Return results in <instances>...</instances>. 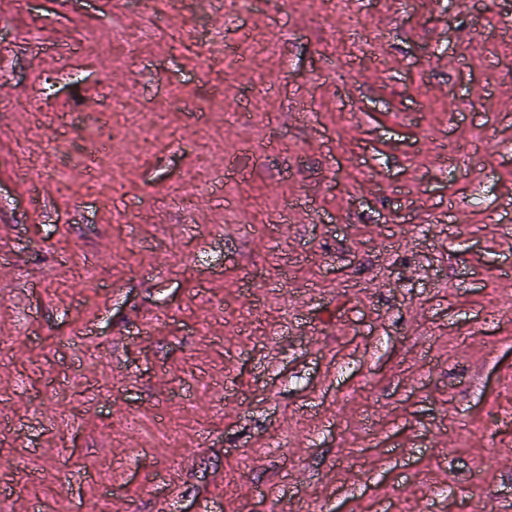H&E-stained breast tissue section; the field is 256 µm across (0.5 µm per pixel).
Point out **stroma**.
I'll return each mask as SVG.
<instances>
[{
	"instance_id": "1",
	"label": "stroma",
	"mask_w": 512,
	"mask_h": 512,
	"mask_svg": "<svg viewBox=\"0 0 512 512\" xmlns=\"http://www.w3.org/2000/svg\"><path fill=\"white\" fill-rule=\"evenodd\" d=\"M1 15L0 512L512 500V0Z\"/></svg>"
}]
</instances>
